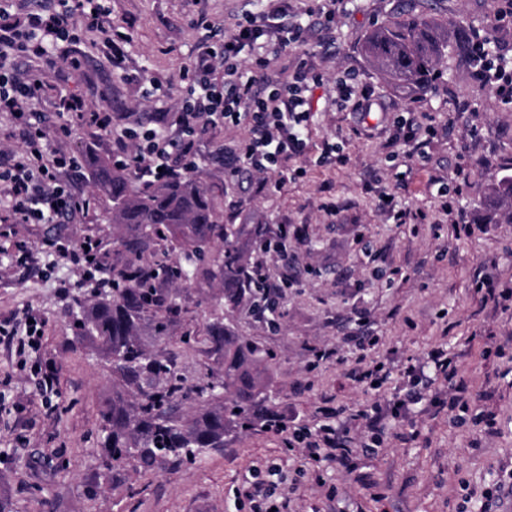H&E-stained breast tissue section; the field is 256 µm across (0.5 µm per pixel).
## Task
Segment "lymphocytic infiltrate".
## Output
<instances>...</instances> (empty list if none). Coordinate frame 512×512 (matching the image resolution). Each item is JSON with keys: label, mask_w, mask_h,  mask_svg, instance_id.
<instances>
[{"label": "lymphocytic infiltrate", "mask_w": 512, "mask_h": 512, "mask_svg": "<svg viewBox=\"0 0 512 512\" xmlns=\"http://www.w3.org/2000/svg\"><path fill=\"white\" fill-rule=\"evenodd\" d=\"M13 0H0V112L14 116L20 125L25 148L11 167L0 172V197L9 198L17 220L29 224H59L73 218L82 208L60 175L75 170L74 157L43 149L42 114L33 106L42 95L44 81L15 79L6 67L8 50L28 56L48 53L65 39L70 25L78 19L97 20L98 0H58L48 13L13 12ZM284 9L246 17L234 33L225 37L221 49L206 46L194 57L191 84L180 106L178 128L168 131L149 128L134 151L119 150L116 161L132 169L141 180L155 183L177 176L196 165L195 142L208 126L221 122L245 126L247 136L234 158L236 170L285 173L290 161L306 147L304 128L308 119V94L320 78L301 68L286 80L268 77L272 57L287 52L302 40V31L286 26ZM254 47L256 77L243 79L239 66L245 47ZM408 381L406 393L395 396L386 406L349 414L342 426L323 424L317 428H295L293 437L302 444L306 457L322 462H346L352 448L351 431L366 425L371 433L362 443L364 452L381 444L383 421L406 417L411 406L422 402L418 386L422 380H448V360L442 350L428 354L420 364L394 369L392 364H369L350 369L358 382L385 384L393 372Z\"/></svg>", "instance_id": "1"}]
</instances>
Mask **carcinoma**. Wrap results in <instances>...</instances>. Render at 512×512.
<instances>
[{
  "mask_svg": "<svg viewBox=\"0 0 512 512\" xmlns=\"http://www.w3.org/2000/svg\"><path fill=\"white\" fill-rule=\"evenodd\" d=\"M440 27L435 17L398 14L368 36L364 51L396 83L431 91L448 70V52L472 50L470 32H458L450 48L438 36ZM81 161L100 192L104 220L124 229L127 263L90 260L93 270L83 281L90 289L74 300L70 321L74 339L101 352L117 381L101 409L99 459L118 481L124 470L153 471L222 448L224 433L272 415L260 371L264 351L234 335L224 318L214 317L205 329L217 368L197 390L210 406L191 418L178 413L184 387L171 359L140 338L147 324L163 340L179 310L176 296L159 282L218 280L224 306L234 311L255 285L235 239L243 233L260 238L264 229L224 223V184L197 171L142 184L92 147ZM480 207L488 213L512 208V175L492 184Z\"/></svg>",
  "mask_w": 512,
  "mask_h": 512,
  "instance_id": "carcinoma-1",
  "label": "carcinoma"
}]
</instances>
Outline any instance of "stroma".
Segmentation results:
<instances>
[{"mask_svg":"<svg viewBox=\"0 0 512 512\" xmlns=\"http://www.w3.org/2000/svg\"><path fill=\"white\" fill-rule=\"evenodd\" d=\"M323 0H293L288 24L303 25L301 50L274 60L271 71L306 64L323 75L309 97L303 156L295 172L235 176L222 158L237 151L246 127L216 124L197 141L199 167L224 183V221L260 224L269 236L288 231V260L277 261L259 242L239 238L249 265L263 264L277 282L276 321L242 304L230 315L237 335L269 355L264 377L276 414L314 426L320 410L370 409L398 392L378 390L345 376L358 358L406 363L435 348L454 357L456 380L472 392L494 391L474 401L471 413H493L495 435L458 425L453 390L438 416L413 406L393 425L375 454L355 452L347 465L304 458L291 431L263 427L232 431L224 446L181 465L125 472L121 485L97 467V431L103 402L112 395V373L97 351L76 343L66 311L85 278L82 245L96 240L108 263L127 256L118 225L103 220L93 203L89 174H62L86 203L70 224H24L0 202V319L23 329L25 312L44 322L37 352L20 358L0 341V495L11 512H269L241 495L247 483L279 469L288 490L287 512H487L484 493L512 470V344L494 354L492 341L512 337V307L482 310L477 281L493 279L512 289V217L486 223L479 201L489 185L512 175V104L480 81L467 58L449 57L448 75L433 93L406 96L362 49L365 38L397 12L435 16L448 26L480 31L512 58V29L499 27L506 0H336L328 26L312 17ZM267 0H108L100 28L77 22L58 55L21 56L16 74L41 75L36 105L46 117L43 144L80 155L85 146L111 156L115 143L142 127L175 129L186 93V71L201 43L221 46L235 20L267 10ZM116 55H108L105 41ZM351 87L350 101L336 99V80ZM82 96L90 107L107 105L112 130L85 123L58 131V90ZM338 162L324 164L325 144ZM417 212L398 224L379 207L378 192ZM55 241L62 253L49 251ZM28 260L16 263L14 244ZM179 313L165 341L151 329L142 339L171 354L186 397L185 415L202 401L197 386L215 368L204 329L225 313L221 283H179ZM337 358L316 361L320 349ZM54 374L57 392L44 398L37 384Z\"/></svg>","mask_w":512,"mask_h":512,"instance_id":"obj_1","label":"stroma"}]
</instances>
